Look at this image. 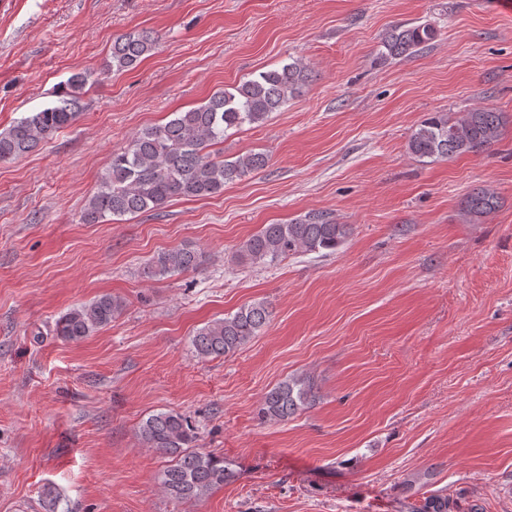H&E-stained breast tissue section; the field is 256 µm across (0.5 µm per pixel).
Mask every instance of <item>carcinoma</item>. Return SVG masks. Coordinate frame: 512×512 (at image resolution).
Here are the masks:
<instances>
[{"instance_id": "cac0c4a2", "label": "carcinoma", "mask_w": 512, "mask_h": 512, "mask_svg": "<svg viewBox=\"0 0 512 512\" xmlns=\"http://www.w3.org/2000/svg\"><path fill=\"white\" fill-rule=\"evenodd\" d=\"M436 37L430 24L391 27L381 39V57L397 59L415 55ZM158 41L146 31L116 38L105 69L114 73L135 70L157 49ZM93 72L71 75L55 92L56 100L30 112L0 130V161L18 158L71 126L81 109L80 90L92 81ZM309 82L308 69L295 60L263 71L232 90L214 93L185 112H176L168 122L147 127L125 146L112 152L97 191L85 203L84 224H110L117 217L161 209L174 197L206 198L220 194L224 186L267 165L261 152L227 160L213 153L224 143L230 129L259 124L288 101L300 95ZM504 113L474 108L455 119L433 112L412 132L408 151L419 159L437 161L490 150L502 136ZM498 206V196L487 187L473 189L465 198L463 214L478 220ZM351 233L328 214L311 212L287 224H267L249 236L237 249L238 260L252 265L274 264L300 253L335 252ZM206 254L185 245L160 251L146 266L151 278L197 271ZM122 310V301L108 294L73 307L56 321L55 331L67 342H78L112 323ZM270 312L262 302L241 307L229 317L217 319L196 330L191 345L201 359L235 353L269 323ZM310 403V388L294 379L268 391L262 401L264 416L286 420ZM144 446L172 457L160 476L164 492L178 502L198 501L224 486L232 477L224 457L195 448L197 432L189 417L174 411L151 415L139 429ZM454 504L441 495H431L413 512H453Z\"/></svg>"}]
</instances>
